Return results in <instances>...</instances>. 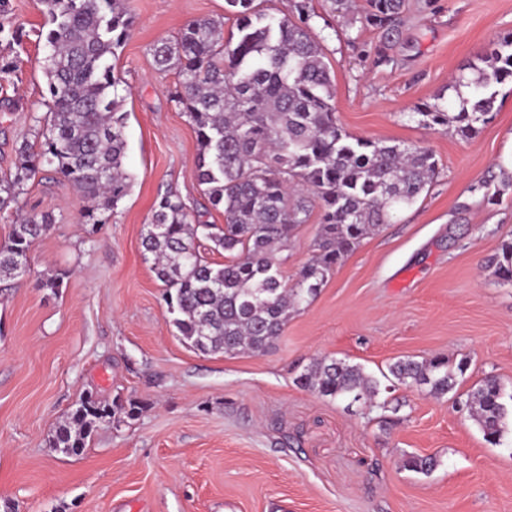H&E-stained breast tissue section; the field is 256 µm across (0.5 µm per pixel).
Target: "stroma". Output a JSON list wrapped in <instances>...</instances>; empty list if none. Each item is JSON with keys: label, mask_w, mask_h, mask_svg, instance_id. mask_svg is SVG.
<instances>
[{"label": "stroma", "mask_w": 512, "mask_h": 512, "mask_svg": "<svg viewBox=\"0 0 512 512\" xmlns=\"http://www.w3.org/2000/svg\"><path fill=\"white\" fill-rule=\"evenodd\" d=\"M23 26L17 111L0 114V175L46 112L45 22L37 0H12ZM134 27L113 60L126 89L129 194L107 223L78 221L66 182L28 181L0 211V241L17 213H52L51 232L29 254L31 272L0 282V512H512V430L488 443L453 396L416 388L386 394L400 407L352 412L299 387L312 358L334 356L381 374L400 357L467 359L457 390L497 376L511 399L512 285L488 264L512 237V83L472 138L420 125L452 77L512 32V0H438L413 6L377 60L378 31L312 0L326 49L336 116L352 135L420 143L440 163L427 193L365 238L317 296L293 313L266 353L205 356L179 337L163 285L143 256L152 207L172 190L204 209L194 176L189 118L169 98L174 72L158 71L154 46L189 20H234L224 0H129ZM498 195L487 204L485 192ZM56 278V288L44 280ZM138 402L116 413L78 456L51 448L66 414L86 395ZM438 460L429 474L407 454Z\"/></svg>", "instance_id": "35a3bbf8"}]
</instances>
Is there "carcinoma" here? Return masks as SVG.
<instances>
[{
	"label": "carcinoma",
	"instance_id": "cac0c4a2",
	"mask_svg": "<svg viewBox=\"0 0 512 512\" xmlns=\"http://www.w3.org/2000/svg\"><path fill=\"white\" fill-rule=\"evenodd\" d=\"M49 29L44 36V75L49 100L39 145L15 148V176L0 179V210L17 201L24 182L41 174L65 181L77 192L79 221L105 224L132 187L125 169L127 113L120 80L109 58L135 22L127 0H39ZM236 32L224 22L198 18L179 37L162 40L153 57L174 70L170 92L191 121L197 141L194 176L208 204L223 210L224 227L193 220L184 200L168 191L155 202L141 246L164 284L171 322L190 348L203 354H261L283 333L290 315L314 297L335 268L362 240L390 223L395 212L427 191L438 160L421 144L354 137L338 122L335 88L323 46L312 35L308 0H294L278 15L257 0H225ZM408 0H368L367 22L379 30L380 59L396 42ZM12 0H0V45L22 43ZM20 56L0 48V90L20 69ZM470 74L454 78L451 107L416 108L419 122L461 138L475 136L496 110L498 86L512 82V34L495 42ZM320 222L313 255L293 283L281 266L297 226L313 211ZM54 226L52 213L26 216L0 242V281L29 272V252ZM227 253L222 264L207 261L199 237ZM497 278L512 283V238L490 261ZM438 356L399 359L384 378L396 387H423L443 397L457 386V372ZM301 388L331 400L388 413L399 408L378 401L381 382L357 364L321 357L297 376ZM505 389L485 377L462 405L486 441L500 443L509 426ZM137 415L134 403L82 400L52 436V447L79 455L98 426L115 410ZM403 467L429 473L432 456L412 455Z\"/></svg>",
	"mask_w": 512,
	"mask_h": 512
}]
</instances>
